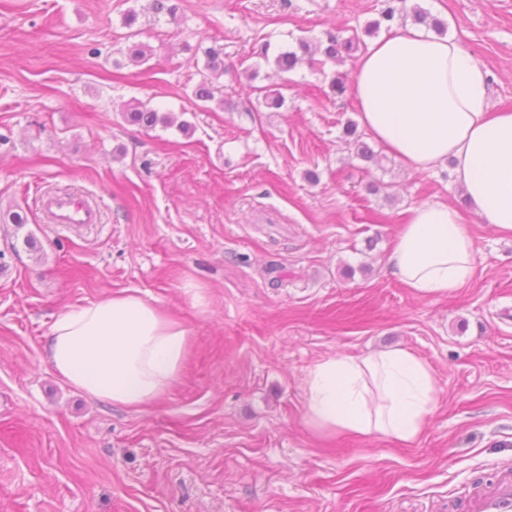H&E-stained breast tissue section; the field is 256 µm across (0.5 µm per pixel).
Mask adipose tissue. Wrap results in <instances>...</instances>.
<instances>
[{
    "label": "adipose tissue",
    "instance_id": "obj_1",
    "mask_svg": "<svg viewBox=\"0 0 512 512\" xmlns=\"http://www.w3.org/2000/svg\"><path fill=\"white\" fill-rule=\"evenodd\" d=\"M351 94L363 128L407 169L451 165L475 211L512 232V110L492 107L488 72L456 39L416 26L359 54ZM396 276L424 296L445 295L475 274L474 242L459 212L427 202L411 209L389 256ZM189 332L138 294L124 292L59 314L47 353L72 388L140 408L178 379ZM304 423L318 436L418 439L436 383L405 348L329 356L303 380Z\"/></svg>",
    "mask_w": 512,
    "mask_h": 512
}]
</instances>
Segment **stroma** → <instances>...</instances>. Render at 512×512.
I'll return each instance as SVG.
<instances>
[{
	"label": "stroma",
	"mask_w": 512,
	"mask_h": 512,
	"mask_svg": "<svg viewBox=\"0 0 512 512\" xmlns=\"http://www.w3.org/2000/svg\"><path fill=\"white\" fill-rule=\"evenodd\" d=\"M175 2L157 18L149 0H0V512H465L512 467V234L447 168L408 172L378 144L356 156L343 137L356 104L330 87L354 58L280 73L256 54L266 40L371 43L385 0ZM415 6L512 109V0L402 4ZM133 28L153 52L143 66ZM201 41L233 68L211 102L194 95ZM133 100L175 125L125 122ZM60 191L101 223H51L43 201ZM433 201L461 213L476 272L424 297L388 257L410 208ZM123 291L191 336L179 381L140 410L71 389L46 350L57 315ZM393 347L435 379L421 437L314 436L308 369Z\"/></svg>",
	"instance_id": "1"
}]
</instances>
